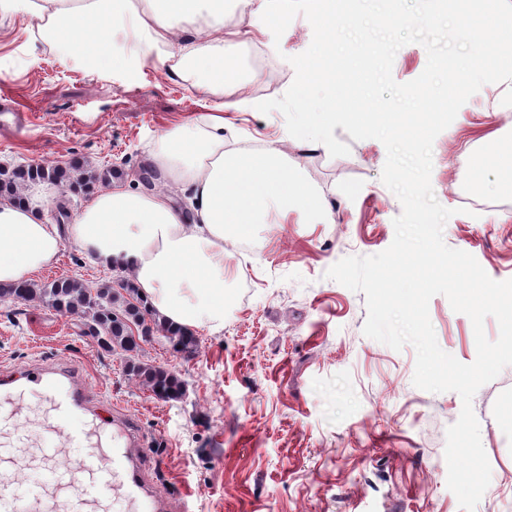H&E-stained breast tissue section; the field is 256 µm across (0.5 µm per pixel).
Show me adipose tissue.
Instances as JSON below:
<instances>
[{
	"label": "adipose tissue",
	"mask_w": 512,
	"mask_h": 512,
	"mask_svg": "<svg viewBox=\"0 0 512 512\" xmlns=\"http://www.w3.org/2000/svg\"><path fill=\"white\" fill-rule=\"evenodd\" d=\"M1 10L28 16L51 43L92 66L123 70L143 60L163 69L174 60L203 74L205 94L237 78L224 60V0H0ZM116 30L131 35L130 52L114 50ZM223 128L215 119L160 134L147 159L152 187L112 183L70 229L84 254L129 275L162 322L189 332L224 327L226 239L248 238L273 213L333 221L286 153L272 144L225 148ZM170 182L189 192L190 210L162 192ZM56 194L38 181L22 199L0 197V287L29 281L55 261L62 237L43 211Z\"/></svg>",
	"instance_id": "adipose-tissue-1"
}]
</instances>
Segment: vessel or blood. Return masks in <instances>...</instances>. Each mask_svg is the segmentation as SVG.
<instances>
[{"label":"vessel or blood","instance_id":"b4317fda","mask_svg":"<svg viewBox=\"0 0 512 512\" xmlns=\"http://www.w3.org/2000/svg\"><path fill=\"white\" fill-rule=\"evenodd\" d=\"M34 387L45 395V415L22 417ZM74 416L81 427L71 425ZM45 433L54 442L39 449L41 482L25 489L0 478V512H108L117 501L125 512H166L167 499L151 493L136 465L142 436L120 408L92 403L83 367L46 360L0 383V439L21 457Z\"/></svg>","mask_w":512,"mask_h":512}]
</instances>
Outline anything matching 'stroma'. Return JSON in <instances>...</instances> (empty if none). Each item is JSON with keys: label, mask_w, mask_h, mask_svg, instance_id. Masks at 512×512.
I'll use <instances>...</instances> for the list:
<instances>
[{"label": "stroma", "mask_w": 512, "mask_h": 512, "mask_svg": "<svg viewBox=\"0 0 512 512\" xmlns=\"http://www.w3.org/2000/svg\"><path fill=\"white\" fill-rule=\"evenodd\" d=\"M312 37L301 14L277 41L251 27L248 12H236L224 26V55L240 77L207 98L195 90L194 73L148 63L130 72L92 70L36 39L27 17L0 13V97L30 116L22 136L0 135V162L85 161L121 170L122 182L138 189L160 133L220 115L225 144L283 148L335 217L308 224L292 211L283 223L256 225L246 243L226 244L224 263L239 286L223 329L196 330L192 359L161 335L141 342L138 359L181 375V400L156 399L128 376L124 356L85 334L79 318L37 302L0 301V376L40 359L84 365L101 402L119 405L151 439L146 468L157 491L191 512H461L444 456L460 396L415 387L413 346L397 351L366 337L364 293L325 276L339 260L377 254L394 239L402 206L381 180L384 145L352 140L338 127L334 135L350 153L333 157L290 136L281 112L256 108L284 95L295 77L289 59ZM251 44L279 47L270 69L250 68ZM511 97L512 84L484 85L432 149L435 197L454 211L443 239L497 281L512 279V196L499 192L494 161L483 163L475 183L467 160L512 142V111L504 107ZM225 101L238 109L222 110ZM468 192L487 201L473 216L463 212ZM67 277L95 289L121 274L93 264L67 239L32 280ZM429 316L440 348L472 363L469 317L441 294L430 300ZM472 406L491 466L475 512H512V365L477 391Z\"/></svg>", "instance_id": "obj_1"}]
</instances>
